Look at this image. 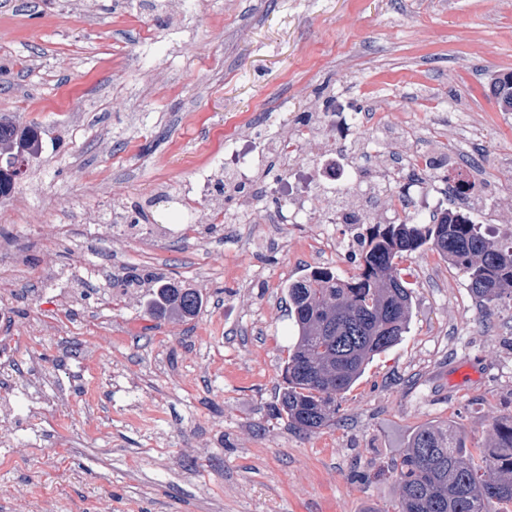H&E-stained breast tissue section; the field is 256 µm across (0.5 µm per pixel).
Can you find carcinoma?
Here are the masks:
<instances>
[{
  "label": "carcinoma",
  "instance_id": "obj_1",
  "mask_svg": "<svg viewBox=\"0 0 512 512\" xmlns=\"http://www.w3.org/2000/svg\"><path fill=\"white\" fill-rule=\"evenodd\" d=\"M495 92L512 111V75ZM14 147L0 160V199L10 196L29 160L41 149V127L0 116V145ZM359 272L344 278L312 273L288 287L297 343L288 355L278 415L310 435L336 422L338 399L358 381L374 356L397 345L412 318V292L394 261L427 248L468 275V288L484 304L512 291V245L487 238L478 225L453 212L424 224L417 219L375 224L361 234ZM200 297L170 282L157 290L156 315L191 318ZM494 444L480 460L465 450L451 424L419 428L393 465L401 494L398 512H512V420L493 426Z\"/></svg>",
  "mask_w": 512,
  "mask_h": 512
}]
</instances>
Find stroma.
Masks as SVG:
<instances>
[{"label":"stroma","instance_id":"35a3bbf8","mask_svg":"<svg viewBox=\"0 0 512 512\" xmlns=\"http://www.w3.org/2000/svg\"><path fill=\"white\" fill-rule=\"evenodd\" d=\"M84 2L0 0V116L43 129L0 203L28 265L0 314V512H396L390 467L419 427L491 447L512 419V297L486 307L428 249L398 259L409 329L335 425L306 435L276 414L289 285L359 258L311 251L304 224L232 231L246 196L216 160L240 131L269 144L295 117L375 112L370 135L398 148L479 159L465 206L512 243V112L491 86L512 74V0ZM381 163L346 170L338 204L382 219L366 191ZM204 169L224 192L176 203ZM138 205L159 224L147 238L121 230ZM165 280L199 294L195 317L151 314ZM37 394L55 407L31 414Z\"/></svg>","mask_w":512,"mask_h":512}]
</instances>
